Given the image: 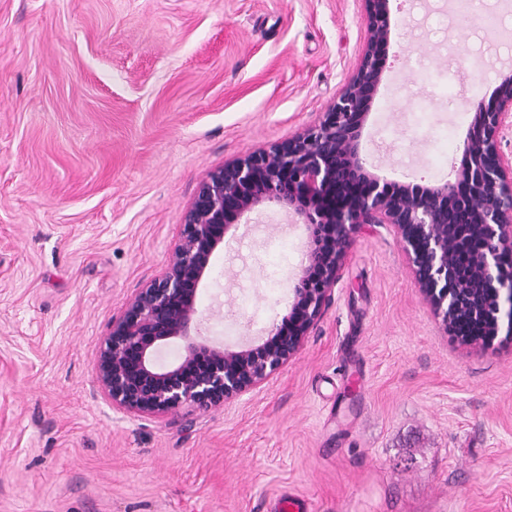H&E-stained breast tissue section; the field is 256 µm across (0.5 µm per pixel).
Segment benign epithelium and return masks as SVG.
Instances as JSON below:
<instances>
[{
  "label": "benign epithelium",
  "mask_w": 512,
  "mask_h": 512,
  "mask_svg": "<svg viewBox=\"0 0 512 512\" xmlns=\"http://www.w3.org/2000/svg\"><path fill=\"white\" fill-rule=\"evenodd\" d=\"M366 41L336 100L303 132L224 162L200 183L178 225L166 268L112 316L96 361L95 386L112 409L165 418L186 406L209 410L261 389L293 362L333 299L345 245L363 224L388 225L423 300L445 333L467 311L485 322L482 347L503 321L512 333V77L481 103L463 141L454 182H400L366 169L359 139L381 84L393 28L390 0H363ZM266 203L298 216L308 231L289 311L264 334L233 349L191 339L204 319L197 297L216 249L233 226ZM479 242L467 275L452 259L461 228ZM186 342L176 364L156 363L159 347Z\"/></svg>",
  "instance_id": "1"
}]
</instances>
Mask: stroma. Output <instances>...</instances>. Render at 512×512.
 <instances>
[{"mask_svg":"<svg viewBox=\"0 0 512 512\" xmlns=\"http://www.w3.org/2000/svg\"><path fill=\"white\" fill-rule=\"evenodd\" d=\"M360 151L454 180L512 76V0H392ZM362 0H0V512H512V335L440 330L386 226H363L317 330L264 389L163 419L93 388L113 315L166 266L225 160L314 124L355 68ZM307 241L277 205L200 284L234 348L288 311Z\"/></svg>","mask_w":512,"mask_h":512,"instance_id":"obj_1","label":"stroma"}]
</instances>
